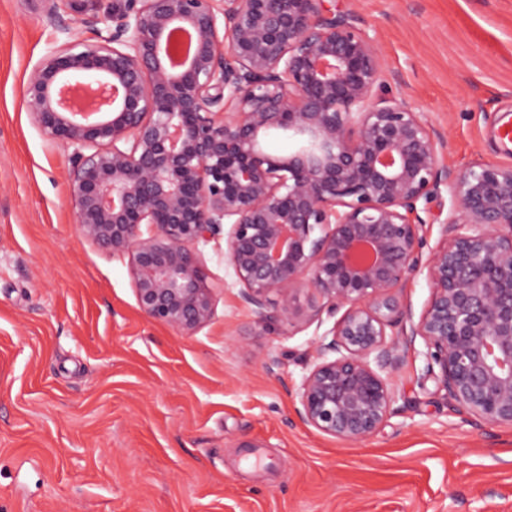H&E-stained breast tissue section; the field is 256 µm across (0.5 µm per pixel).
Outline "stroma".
Here are the masks:
<instances>
[{
    "instance_id": "1",
    "label": "stroma",
    "mask_w": 512,
    "mask_h": 512,
    "mask_svg": "<svg viewBox=\"0 0 512 512\" xmlns=\"http://www.w3.org/2000/svg\"><path fill=\"white\" fill-rule=\"evenodd\" d=\"M373 37L390 91L461 171L512 164V0H327ZM41 0H0V512H512V428L476 424L409 355L398 412L350 446L298 419L313 329L243 304L224 240L199 245L212 321L139 309L129 259L83 239L72 151L22 105L66 40ZM283 364L268 372L264 361Z\"/></svg>"
}]
</instances>
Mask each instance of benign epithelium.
<instances>
[{"mask_svg": "<svg viewBox=\"0 0 512 512\" xmlns=\"http://www.w3.org/2000/svg\"><path fill=\"white\" fill-rule=\"evenodd\" d=\"M44 2L61 33L80 24L97 41L37 62L23 106L74 148L79 233L129 257L151 321L210 323L197 245L222 233L261 319L333 321L297 389L305 426L352 444L375 435L418 339L448 400L512 426V165L448 168L442 136L376 93L380 51L353 15L325 0H112L103 17ZM178 32L192 48L176 61ZM445 196L425 253L420 212ZM422 272L431 294L415 321L398 291Z\"/></svg>", "mask_w": 512, "mask_h": 512, "instance_id": "benign-epithelium-1", "label": "benign epithelium"}]
</instances>
